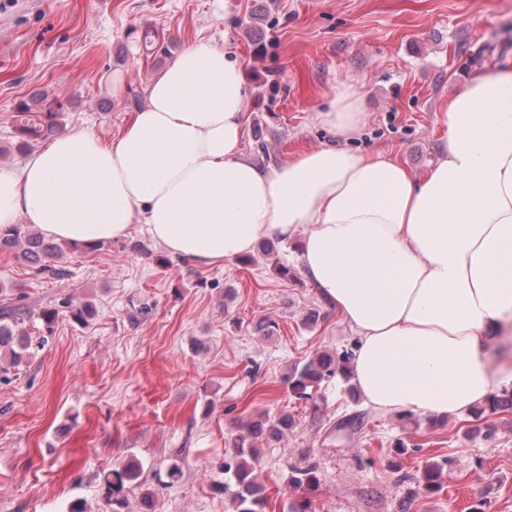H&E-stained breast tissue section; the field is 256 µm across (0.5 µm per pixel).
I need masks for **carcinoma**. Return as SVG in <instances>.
<instances>
[{"mask_svg": "<svg viewBox=\"0 0 512 512\" xmlns=\"http://www.w3.org/2000/svg\"><path fill=\"white\" fill-rule=\"evenodd\" d=\"M65 111L63 98L47 93L31 102L22 100L17 103L15 148L22 152L34 142L55 135L61 129ZM0 249L17 252L24 260L36 265L39 273L48 272L56 278L66 275V270L58 266L64 257L62 246L46 239L27 224H13L1 229ZM19 315L20 311L17 309L0 311V360L3 361L0 371L6 365H20L33 348L31 338L16 330ZM337 370L333 355L317 353L301 369L288 376L289 389L299 397H306L308 388L335 375ZM293 424V417L286 412L275 418L262 414L241 423L236 433L228 438L232 456L230 461L223 463V469L231 477L219 486V491L228 496L232 512H258L265 505L264 487L257 474L260 456L257 445L263 440L268 442L282 437ZM141 471L142 466L137 462L103 471L104 500L111 512H125L128 508L126 489L137 482ZM441 472L442 467L439 465L425 466L420 480L417 481V489L409 492V495L416 496L420 491L426 494L438 490ZM292 481L299 487H316L320 482L317 466L310 464L294 468Z\"/></svg>", "mask_w": 512, "mask_h": 512, "instance_id": "carcinoma-1", "label": "carcinoma"}]
</instances>
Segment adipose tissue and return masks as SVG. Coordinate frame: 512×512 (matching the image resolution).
Returning <instances> with one entry per match:
<instances>
[{
  "mask_svg": "<svg viewBox=\"0 0 512 512\" xmlns=\"http://www.w3.org/2000/svg\"><path fill=\"white\" fill-rule=\"evenodd\" d=\"M247 97L230 49L191 46L115 139L73 128L1 168L0 228L88 245L127 236L139 215L201 266L297 239L304 275L359 338L351 376L367 404L440 418L512 384L484 355L512 326V67L444 101L442 152L419 177L333 144L261 169L243 156ZM318 118L357 135L354 87Z\"/></svg>",
  "mask_w": 512,
  "mask_h": 512,
  "instance_id": "1",
  "label": "adipose tissue"
}]
</instances>
